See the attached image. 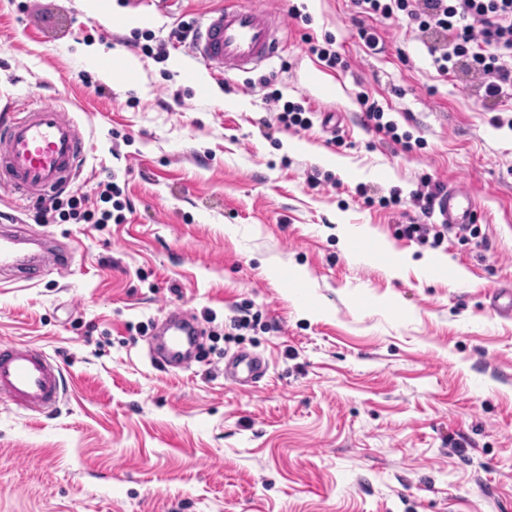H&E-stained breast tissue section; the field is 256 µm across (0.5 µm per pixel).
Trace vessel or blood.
Instances as JSON below:
<instances>
[{
    "label": "vessel or blood",
    "instance_id": "obj_1",
    "mask_svg": "<svg viewBox=\"0 0 512 512\" xmlns=\"http://www.w3.org/2000/svg\"><path fill=\"white\" fill-rule=\"evenodd\" d=\"M282 42L280 25L269 12L226 0L223 8L206 15L188 54L213 76L227 70L246 73L278 57ZM85 156V139L63 107L31 102L0 113V190L30 206L69 187ZM475 215V200L465 186L446 188L437 200V217L450 229L473 223ZM18 222L9 213L0 219V273L32 281L51 268L67 272L71 253L21 231ZM199 334L190 312L171 313L155 361L165 366L182 363ZM266 372L265 360L249 352L238 353L224 365L225 376L244 388L255 386ZM64 387L60 365L43 351L0 344V397L34 413H49L59 406Z\"/></svg>",
    "mask_w": 512,
    "mask_h": 512
}]
</instances>
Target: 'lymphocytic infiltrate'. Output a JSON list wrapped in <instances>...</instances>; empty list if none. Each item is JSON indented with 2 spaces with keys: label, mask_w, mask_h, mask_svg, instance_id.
Masks as SVG:
<instances>
[{
  "label": "lymphocytic infiltrate",
  "mask_w": 512,
  "mask_h": 512,
  "mask_svg": "<svg viewBox=\"0 0 512 512\" xmlns=\"http://www.w3.org/2000/svg\"><path fill=\"white\" fill-rule=\"evenodd\" d=\"M355 23L365 47L374 50L380 43L376 23L405 16L418 32L429 38V53L437 72L448 75L463 71L476 78L487 99L512 96V0H353ZM441 184L427 191L414 190L411 200L426 221L399 225L401 237L440 247L448 239V227L432 223L435 201ZM101 212L79 210L76 196L52 200L51 210L68 206L69 218L99 223L121 222L129 206L124 188L113 180L100 183Z\"/></svg>",
  "instance_id": "f902f5d3"
}]
</instances>
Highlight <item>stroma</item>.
Instances as JSON below:
<instances>
[{"label": "stroma", "instance_id": "35a3bbf8", "mask_svg": "<svg viewBox=\"0 0 512 512\" xmlns=\"http://www.w3.org/2000/svg\"><path fill=\"white\" fill-rule=\"evenodd\" d=\"M221 2L94 16L0 0V105L63 106L88 145L86 208L113 177L130 201L121 224L21 214L75 254L67 275L0 279V343L44 350L68 391L42 415L0 399V512H512V319L490 308L512 284V99L440 76L406 19L377 23L384 49H367L353 0H245L279 17L285 50L214 78L168 38ZM309 34L334 36L347 68ZM161 41L164 62L147 52ZM113 50L139 62L126 80L101 76ZM271 90L312 128L274 124ZM362 91L422 147L366 126ZM426 176L478 204L476 238H449L431 276L416 265L430 247L397 235ZM394 189L401 205L380 206ZM379 241L411 254L399 277ZM244 307L255 326L232 330ZM174 308L204 330L187 370L148 355ZM240 350L269 365L256 387L224 376ZM306 43L309 45V52L316 55V57L323 62L326 67L336 69L338 65L340 67L345 66L340 54L332 47L335 40L330 35H325L323 42H319L317 38L308 35L306 37Z\"/></svg>", "mask_w": 512, "mask_h": 512}]
</instances>
